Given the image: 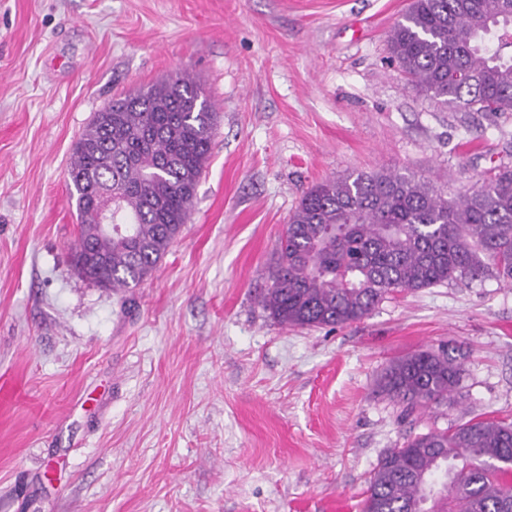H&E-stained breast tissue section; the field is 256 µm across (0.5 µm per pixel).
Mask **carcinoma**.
Segmentation results:
<instances>
[{
  "mask_svg": "<svg viewBox=\"0 0 512 512\" xmlns=\"http://www.w3.org/2000/svg\"><path fill=\"white\" fill-rule=\"evenodd\" d=\"M408 83L443 105L512 112V0H414L389 35ZM217 113L187 71L114 99L77 141L70 179L80 276L115 290L150 278L189 220ZM112 203V237L101 235ZM512 282V168L447 198L415 174L325 180L291 215L259 304L285 328L344 326L387 295L488 272ZM462 364L420 350L380 386L407 408L448 405ZM362 512H512V424L473 418L390 449Z\"/></svg>",
  "mask_w": 512,
  "mask_h": 512,
  "instance_id": "obj_1",
  "label": "carcinoma"
}]
</instances>
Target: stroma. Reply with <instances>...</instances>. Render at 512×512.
I'll return each mask as SVG.
<instances>
[{
    "label": "stroma",
    "mask_w": 512,
    "mask_h": 512,
    "mask_svg": "<svg viewBox=\"0 0 512 512\" xmlns=\"http://www.w3.org/2000/svg\"><path fill=\"white\" fill-rule=\"evenodd\" d=\"M412 0H0V512H360L411 434L512 424V286L387 296L363 320L284 328L257 301L313 185L353 172L450 197L512 166V112L407 84L388 35ZM188 70L218 115L181 234L115 291L71 264L75 142L112 99ZM431 349L454 403L378 389Z\"/></svg>",
    "instance_id": "1"
}]
</instances>
